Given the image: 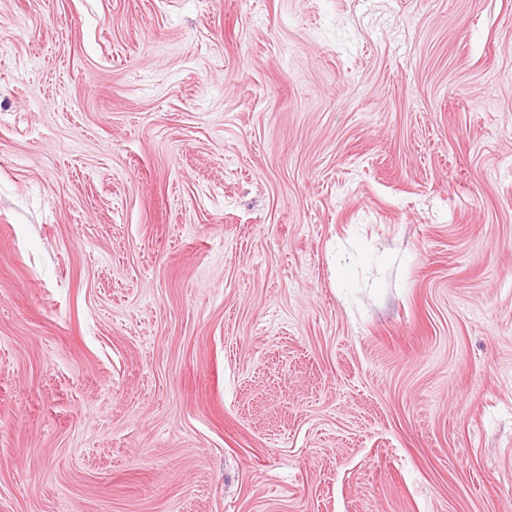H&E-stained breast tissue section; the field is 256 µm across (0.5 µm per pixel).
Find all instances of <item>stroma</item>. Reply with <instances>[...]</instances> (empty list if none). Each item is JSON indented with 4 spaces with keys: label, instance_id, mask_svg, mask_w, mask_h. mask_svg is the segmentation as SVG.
I'll list each match as a JSON object with an SVG mask.
<instances>
[{
    "label": "stroma",
    "instance_id": "35a3bbf8",
    "mask_svg": "<svg viewBox=\"0 0 512 512\" xmlns=\"http://www.w3.org/2000/svg\"><path fill=\"white\" fill-rule=\"evenodd\" d=\"M0 512H512V0H0Z\"/></svg>",
    "mask_w": 512,
    "mask_h": 512
}]
</instances>
